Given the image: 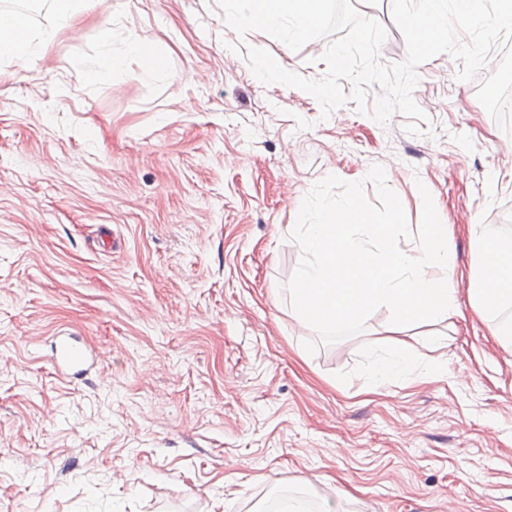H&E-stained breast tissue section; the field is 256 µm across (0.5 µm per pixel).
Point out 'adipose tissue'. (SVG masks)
I'll list each match as a JSON object with an SVG mask.
<instances>
[{
	"label": "adipose tissue",
	"mask_w": 512,
	"mask_h": 512,
	"mask_svg": "<svg viewBox=\"0 0 512 512\" xmlns=\"http://www.w3.org/2000/svg\"><path fill=\"white\" fill-rule=\"evenodd\" d=\"M51 17L48 25L34 27L29 15L13 13L10 23L0 22V59L28 67L42 56L59 32H77L87 0H45ZM472 247L479 257L468 292L481 314L512 306V241L503 240L494 225L469 227Z\"/></svg>",
	"instance_id": "adipose-tissue-1"
}]
</instances>
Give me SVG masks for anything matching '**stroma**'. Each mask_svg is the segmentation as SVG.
Segmentation results:
<instances>
[{
  "label": "stroma",
  "mask_w": 512,
  "mask_h": 512,
  "mask_svg": "<svg viewBox=\"0 0 512 512\" xmlns=\"http://www.w3.org/2000/svg\"><path fill=\"white\" fill-rule=\"evenodd\" d=\"M351 3L387 28L382 62L403 61L393 0ZM132 35L166 73L123 56L84 83ZM236 39L216 0H108L34 69L0 61V512H273L278 492L309 512H512V346L490 329L512 311L483 319L468 292L469 224L512 239V119L487 109L512 103V35L471 82L450 55L422 63L427 121L384 125L262 84ZM246 42L325 72L327 40ZM376 164L412 235L430 191L459 308L413 327V370L379 386L389 310L311 354L285 289L303 193ZM62 332L94 355L83 375L52 368Z\"/></svg>",
  "instance_id": "obj_1"
}]
</instances>
